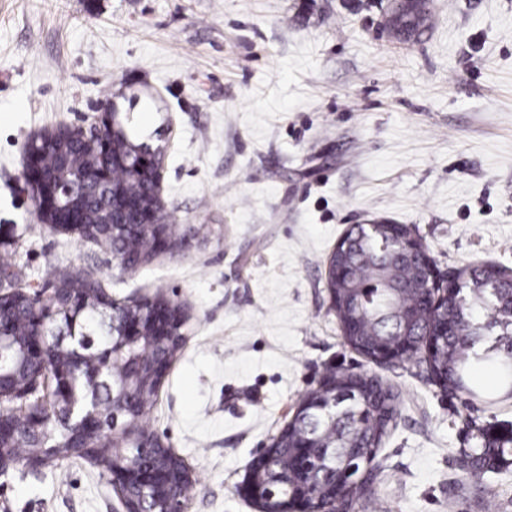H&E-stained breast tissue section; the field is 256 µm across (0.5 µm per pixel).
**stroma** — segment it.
I'll return each mask as SVG.
<instances>
[{"instance_id": "1", "label": "stroma", "mask_w": 512, "mask_h": 512, "mask_svg": "<svg viewBox=\"0 0 512 512\" xmlns=\"http://www.w3.org/2000/svg\"><path fill=\"white\" fill-rule=\"evenodd\" d=\"M387 0H0V256L23 285L68 270L123 302L164 293L186 342L147 415L191 465L187 512H257L253 456L326 367L377 376L402 403L356 512H512V466L469 499L459 451L512 429V399L465 405L423 356L348 347L326 260L354 224L413 226L440 270L512 269V0H430L400 42ZM115 102L164 143L169 250L111 252L34 218L23 147ZM83 459L0 477V512H115ZM413 11L406 12L392 25L390 34L397 40L408 42L417 38L428 27L430 12L427 2L414 4Z\"/></svg>"}]
</instances>
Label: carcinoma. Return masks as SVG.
<instances>
[{
  "label": "carcinoma",
  "instance_id": "obj_1",
  "mask_svg": "<svg viewBox=\"0 0 512 512\" xmlns=\"http://www.w3.org/2000/svg\"><path fill=\"white\" fill-rule=\"evenodd\" d=\"M429 21L427 2L420 0L397 19L390 34L408 42ZM100 156V146L80 139L45 140L39 163L77 220L59 225V231L104 242L115 254V266L128 271L151 262L157 241L132 229L112 239V188L140 198L147 185L123 166L102 169ZM392 230L390 222L373 228L355 224L328 257L329 270L343 272L330 288L332 309L338 322L356 325L354 334L343 336L345 344L377 362L394 344L414 345L422 324L438 319L448 323V335L428 364L440 391L496 404L497 394L470 383L481 354L498 363L500 387L512 396V273L492 263L461 268L459 288L448 295V304L425 312L419 307V262L398 254ZM18 281L13 264L0 260V289L7 291L0 297V475L35 463L53 469L63 460L94 454L108 475L164 468L172 476L169 485L188 497L195 480L181 472L179 460L159 447H139L140 438L150 435L144 414L185 343L184 307L165 306L170 335L124 341L101 322L112 299L98 281L57 273L33 292L17 287ZM30 292L36 295L35 307L28 301ZM36 316L47 332L44 362L30 354ZM399 406L400 394L373 375L326 370L294 418L249 464L246 478L263 489L252 495L260 512H281L282 500L290 496L311 512L335 498L343 508H355L362 490L380 479L373 461ZM460 453L466 457L465 480L478 494L487 474L512 465V433L485 432L479 446ZM141 485L134 481L128 487L131 512H166L172 500L168 490L154 484L142 492Z\"/></svg>",
  "mask_w": 512,
  "mask_h": 512
}]
</instances>
